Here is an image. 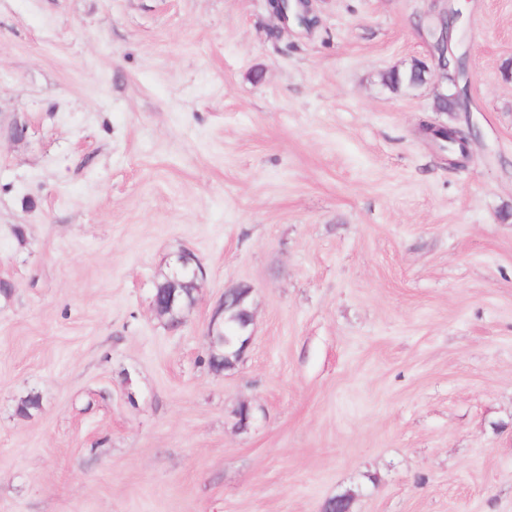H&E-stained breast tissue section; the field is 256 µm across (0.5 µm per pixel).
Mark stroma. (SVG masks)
<instances>
[{
    "label": "stroma",
    "mask_w": 512,
    "mask_h": 512,
    "mask_svg": "<svg viewBox=\"0 0 512 512\" xmlns=\"http://www.w3.org/2000/svg\"><path fill=\"white\" fill-rule=\"evenodd\" d=\"M444 5L0 0V512H512V0H457L468 111L380 82ZM242 289H248L249 293L253 290L252 286L247 283H239L229 288H225L223 299L218 306V308L222 307L224 314L216 319L217 328L215 329V333L218 335H224L231 341H234L236 337H241L239 336V324L243 311L248 308L249 296L241 301L231 299L225 309L224 305L230 296H237L238 291H242Z\"/></svg>",
    "instance_id": "1"
}]
</instances>
